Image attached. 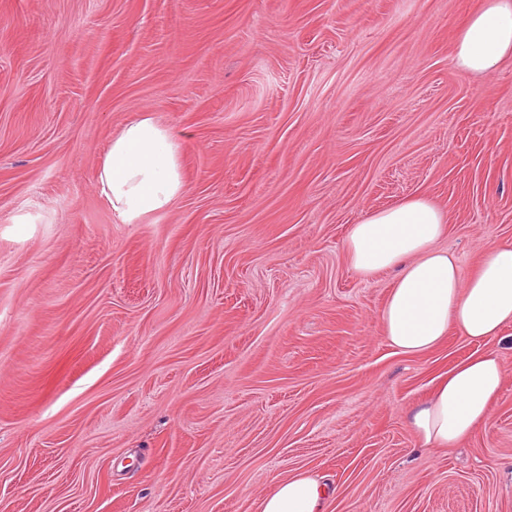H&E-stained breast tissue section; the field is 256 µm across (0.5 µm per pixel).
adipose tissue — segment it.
Wrapping results in <instances>:
<instances>
[{
    "instance_id": "obj_1",
    "label": "adipose tissue",
    "mask_w": 512,
    "mask_h": 512,
    "mask_svg": "<svg viewBox=\"0 0 512 512\" xmlns=\"http://www.w3.org/2000/svg\"><path fill=\"white\" fill-rule=\"evenodd\" d=\"M510 59L512 0H484L455 38L453 63L490 75ZM97 186L122 223L139 224L166 211L186 189L175 134L139 114L110 139ZM447 224V214L419 196L367 213L345 235L344 251L359 276L395 273L381 322L386 340L402 354L435 349L452 328L483 341L512 323V244L488 248L466 276L439 245ZM502 385L496 353L470 355L407 412L406 421L421 445L456 447L488 418ZM336 492L322 475L300 469L276 484L259 512H327Z\"/></svg>"
}]
</instances>
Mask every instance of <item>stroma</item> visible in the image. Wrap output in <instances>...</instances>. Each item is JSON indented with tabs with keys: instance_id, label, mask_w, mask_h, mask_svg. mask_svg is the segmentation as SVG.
Listing matches in <instances>:
<instances>
[{
	"instance_id": "obj_1",
	"label": "stroma",
	"mask_w": 512,
	"mask_h": 512,
	"mask_svg": "<svg viewBox=\"0 0 512 512\" xmlns=\"http://www.w3.org/2000/svg\"><path fill=\"white\" fill-rule=\"evenodd\" d=\"M481 2L0 0V512H258L300 468L329 512H512V325L399 354L343 249L418 195L464 274L512 243V62L451 60ZM141 112L187 190L124 224L96 173ZM480 348L488 420L422 447ZM503 370L494 352L475 353L459 361L406 421L423 447L454 448L468 439L490 414L500 393Z\"/></svg>"
}]
</instances>
